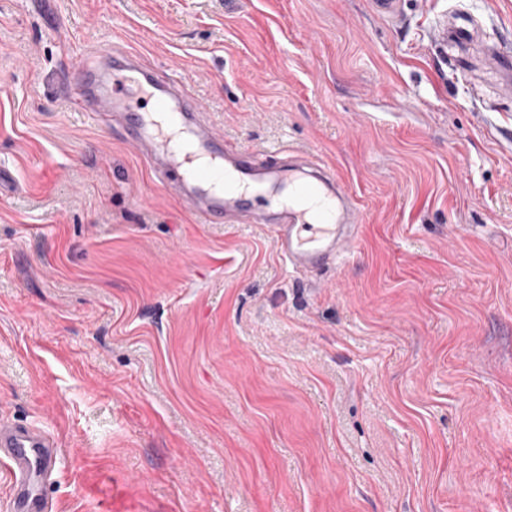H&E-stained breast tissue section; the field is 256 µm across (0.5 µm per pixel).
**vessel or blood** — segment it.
I'll return each mask as SVG.
<instances>
[{"instance_id": "1", "label": "vessel or blood", "mask_w": 512, "mask_h": 512, "mask_svg": "<svg viewBox=\"0 0 512 512\" xmlns=\"http://www.w3.org/2000/svg\"><path fill=\"white\" fill-rule=\"evenodd\" d=\"M75 107L101 120L118 118L126 139L176 190L204 224H239L274 207L273 247L292 268L333 266L355 239L356 207L343 210V182L313 158L258 164L250 152L212 133L203 104L183 83L162 75L132 51L100 50L78 65ZM150 103L143 111L142 103ZM58 456L44 428L0 417V463L13 481L0 512H53L45 493Z\"/></svg>"}]
</instances>
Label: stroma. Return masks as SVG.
<instances>
[{
  "label": "stroma",
  "instance_id": "obj_1",
  "mask_svg": "<svg viewBox=\"0 0 512 512\" xmlns=\"http://www.w3.org/2000/svg\"><path fill=\"white\" fill-rule=\"evenodd\" d=\"M177 65L230 147L362 214L295 271L73 110L97 49ZM512 0H0V415L55 512H512Z\"/></svg>",
  "mask_w": 512,
  "mask_h": 512
}]
</instances>
